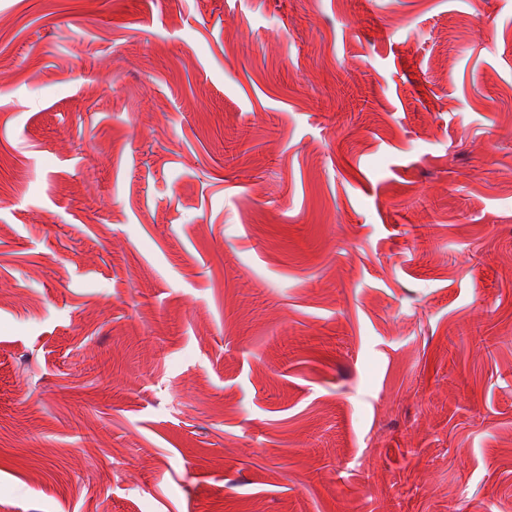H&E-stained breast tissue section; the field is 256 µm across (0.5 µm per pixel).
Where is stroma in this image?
<instances>
[{
    "instance_id": "stroma-1",
    "label": "stroma",
    "mask_w": 512,
    "mask_h": 512,
    "mask_svg": "<svg viewBox=\"0 0 512 512\" xmlns=\"http://www.w3.org/2000/svg\"><path fill=\"white\" fill-rule=\"evenodd\" d=\"M0 512H512V0H0Z\"/></svg>"
}]
</instances>
